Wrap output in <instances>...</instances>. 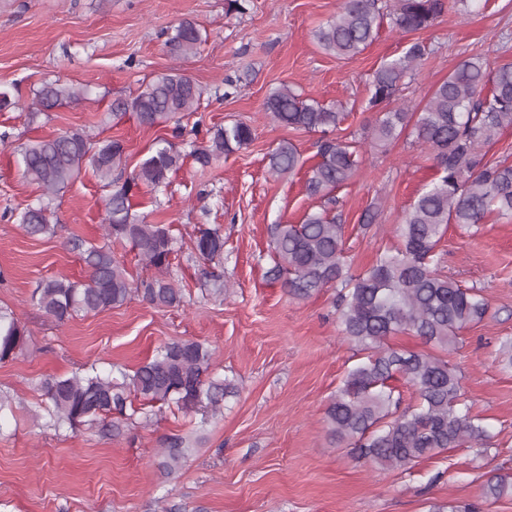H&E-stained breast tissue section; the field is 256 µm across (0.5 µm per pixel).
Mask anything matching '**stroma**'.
<instances>
[{
  "mask_svg": "<svg viewBox=\"0 0 512 512\" xmlns=\"http://www.w3.org/2000/svg\"><path fill=\"white\" fill-rule=\"evenodd\" d=\"M240 2L236 10L228 0H0V92L11 99L0 109V306L11 308L29 334L20 355L0 363V388L13 406L0 418V512H431L476 502L483 512H512V498L480 499L485 473L512 475V371L499 358L502 341L512 337V219L488 216L473 237L449 225L438 247L442 273L481 289L489 302L484 320L461 333L448 362L462 375L461 407L485 419L492 447L452 448L405 471L329 447L325 409L363 355L339 333L335 289L296 299L267 277L269 225L300 223L316 206L306 179L318 161V136L279 126L263 104L289 86L348 111L339 134L359 141V167L337 189V210L350 271L361 273L393 244V224L434 176L413 138L376 144L377 113L367 107L372 73L413 37L386 22L363 52L339 60L319 48L312 32L341 0ZM183 21L193 22L203 41L195 54L178 58L166 40ZM416 38L431 52L402 99L418 110L460 61L512 62V0H490L477 17L446 0L444 13ZM174 68L203 90L197 110L182 116L184 128L243 121L253 142L203 168L190 154L189 133L176 139L171 124L149 128L134 116L112 115L113 99ZM55 80L83 90L82 100L34 113L36 91ZM65 130L122 141L129 172L159 139H174L179 168L168 185L141 187L133 203L146 223L170 230L167 278L182 291L179 306L158 308L136 292L121 307L61 324L32 301L48 278L87 279L72 238L103 241L109 190L89 170L54 198V236H28L18 223L42 196L24 174L25 145ZM283 141L296 147L303 166L275 177L269 155ZM377 200L381 216L362 229V212ZM202 228L223 234L221 261L194 256ZM216 281L223 295L210 294ZM177 340L209 346L210 377L236 385L221 414L205 419L157 407L147 419L135 414L117 436L46 427L37 388L46 375L87 362L105 373L114 366L130 373ZM175 434L186 438L189 452L169 475L160 467L162 448Z\"/></svg>",
  "mask_w": 512,
  "mask_h": 512,
  "instance_id": "35a3bbf8",
  "label": "stroma"
}]
</instances>
